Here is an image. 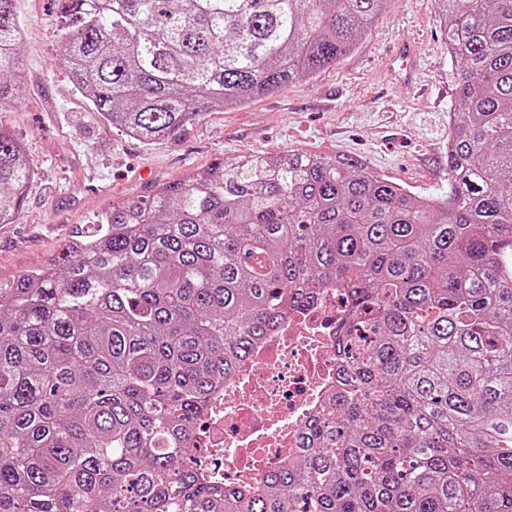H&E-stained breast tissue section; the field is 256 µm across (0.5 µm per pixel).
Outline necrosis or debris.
<instances>
[{"mask_svg":"<svg viewBox=\"0 0 512 512\" xmlns=\"http://www.w3.org/2000/svg\"><path fill=\"white\" fill-rule=\"evenodd\" d=\"M347 308L340 289H324L213 394L190 450L207 482L252 485L293 454L301 429L336 390V324Z\"/></svg>","mask_w":512,"mask_h":512,"instance_id":"1","label":"necrosis or debris"}]
</instances>
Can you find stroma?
<instances>
[{"instance_id": "obj_1", "label": "stroma", "mask_w": 512, "mask_h": 512, "mask_svg": "<svg viewBox=\"0 0 512 512\" xmlns=\"http://www.w3.org/2000/svg\"><path fill=\"white\" fill-rule=\"evenodd\" d=\"M54 0H25L20 96L0 126L22 138L36 177L14 223L0 224V279L46 263L112 203L148 196L189 170L257 152L303 150L363 159L414 195L448 192V114L459 65L437 0H386L355 49L313 77L147 145L112 127L72 87L61 61ZM416 45L411 81L387 69L389 49Z\"/></svg>"}]
</instances>
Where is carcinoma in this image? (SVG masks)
I'll return each mask as SVG.
<instances>
[{"mask_svg":"<svg viewBox=\"0 0 512 512\" xmlns=\"http://www.w3.org/2000/svg\"><path fill=\"white\" fill-rule=\"evenodd\" d=\"M22 0H0V112ZM461 65L448 195L346 155L160 185L0 280V512H512V0H438ZM385 0H58L68 78L150 144L309 78ZM34 166L0 126V224ZM346 293L339 391L296 458L219 492L184 462L212 391L288 311Z\"/></svg>","mask_w":512,"mask_h":512,"instance_id":"cac0c4a2","label":"carcinoma"}]
</instances>
